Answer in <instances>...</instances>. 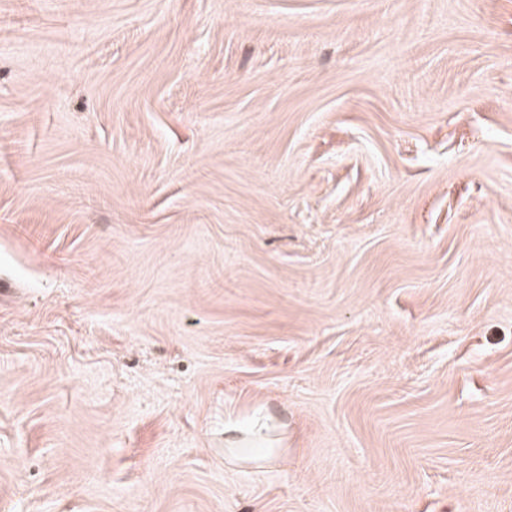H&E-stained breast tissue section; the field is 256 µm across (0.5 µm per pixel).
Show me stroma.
<instances>
[{"label": "stroma", "instance_id": "stroma-1", "mask_svg": "<svg viewBox=\"0 0 512 512\" xmlns=\"http://www.w3.org/2000/svg\"><path fill=\"white\" fill-rule=\"evenodd\" d=\"M0 512H512V0H0Z\"/></svg>", "mask_w": 512, "mask_h": 512}]
</instances>
